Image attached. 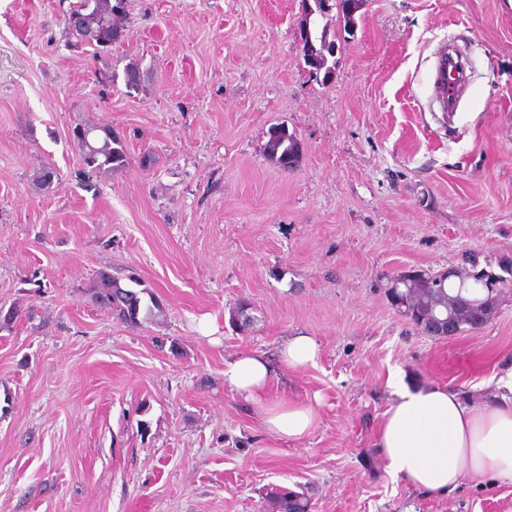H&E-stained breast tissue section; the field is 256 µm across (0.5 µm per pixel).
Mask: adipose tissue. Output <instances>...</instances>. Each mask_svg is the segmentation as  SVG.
Masks as SVG:
<instances>
[{"mask_svg": "<svg viewBox=\"0 0 512 512\" xmlns=\"http://www.w3.org/2000/svg\"><path fill=\"white\" fill-rule=\"evenodd\" d=\"M320 353L313 337L295 335L280 348L278 366L314 367ZM273 368L261 355L241 353L225 361L224 383L261 408L272 435L302 440L315 427L317 412L308 403L271 399ZM388 386L393 401L378 446L393 479L435 496L491 478L512 483V369L498 380L497 394L479 405L447 387H410L399 369L390 373Z\"/></svg>", "mask_w": 512, "mask_h": 512, "instance_id": "ef3b65f1", "label": "adipose tissue"}]
</instances>
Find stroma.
I'll use <instances>...</instances> for the list:
<instances>
[{"label":"stroma","mask_w":512,"mask_h":512,"mask_svg":"<svg viewBox=\"0 0 512 512\" xmlns=\"http://www.w3.org/2000/svg\"><path fill=\"white\" fill-rule=\"evenodd\" d=\"M126 2L97 50L68 25L76 0H0V512H272L283 488L310 512H512V484L429 496L378 448L390 369L480 403L512 361V286L445 339L385 295L410 269L512 260V6L364 0L322 83L301 0ZM445 46L473 68L453 112L434 89ZM276 125L300 144L293 170L264 153ZM78 126L118 134L126 167L85 175ZM131 270L158 321L95 302L100 273ZM297 334L321 360L275 370L272 395L318 421L288 443L224 362H276Z\"/></svg>","instance_id":"35a3bbf8"}]
</instances>
